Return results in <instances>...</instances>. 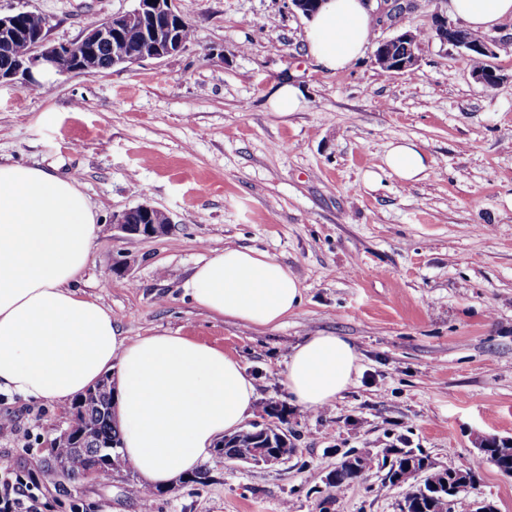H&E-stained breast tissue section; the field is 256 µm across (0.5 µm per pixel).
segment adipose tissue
Segmentation results:
<instances>
[{
    "label": "adipose tissue",
    "mask_w": 512,
    "mask_h": 512,
    "mask_svg": "<svg viewBox=\"0 0 512 512\" xmlns=\"http://www.w3.org/2000/svg\"><path fill=\"white\" fill-rule=\"evenodd\" d=\"M476 31L512 20V0H446ZM371 32L364 0H325L309 20L306 51L329 72L361 57ZM382 166L405 184L432 161L416 143H391ZM95 207L76 179L0 160V391L49 404L72 401L116 373L121 452L145 487L195 471L213 444L252 416L255 381L223 349L187 336L123 335L112 313L73 283L97 236ZM204 310L250 329L279 324L302 302L298 279L264 253L226 246L184 284ZM358 353L318 333L294 347L283 374L292 402L316 411L351 384Z\"/></svg>",
    "instance_id": "obj_1"
}]
</instances>
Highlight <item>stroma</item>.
Here are the masks:
<instances>
[{
    "instance_id": "stroma-1",
    "label": "stroma",
    "mask_w": 512,
    "mask_h": 512,
    "mask_svg": "<svg viewBox=\"0 0 512 512\" xmlns=\"http://www.w3.org/2000/svg\"><path fill=\"white\" fill-rule=\"evenodd\" d=\"M50 20L54 43L133 0H0ZM404 22L420 31L418 66L375 65V23L362 58L331 73L306 54L308 20L290 0H177L194 30L182 52L86 74L41 78L37 93L0 84V157L76 178L99 226L75 286L112 312L130 337L180 332L235 355L256 381L257 407H288L295 452L275 465L208 456L203 485L173 480L129 494L130 468L60 489L43 480L47 448L70 404L0 392V457L41 479V512H399L406 490L371 470L331 503L326 478L344 452L420 448L439 466H474L476 498L512 512V477L480 459L481 439L512 441V55L502 81L474 80L460 52L434 37L439 0ZM301 88V110L271 112L274 87ZM406 138L433 160L411 186L381 174L389 144ZM169 211L157 238L112 231L113 214L141 203ZM235 245L288 266L303 289L276 327L248 330L198 308L183 285L199 263ZM127 263L116 274V261ZM348 340L359 371L333 405H291L283 371L317 333Z\"/></svg>"
}]
</instances>
